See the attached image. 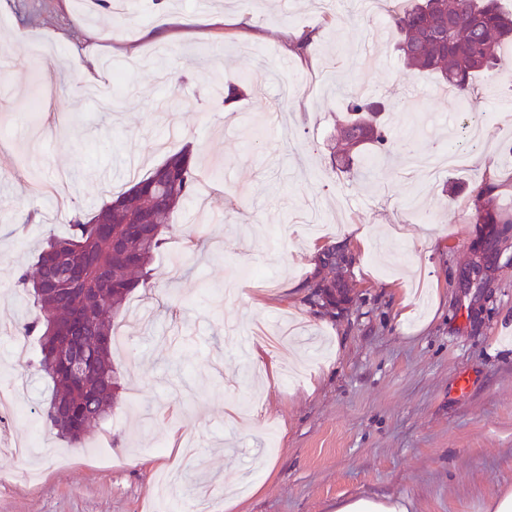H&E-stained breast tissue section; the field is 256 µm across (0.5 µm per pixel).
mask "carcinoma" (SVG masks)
Listing matches in <instances>:
<instances>
[{
  "mask_svg": "<svg viewBox=\"0 0 512 512\" xmlns=\"http://www.w3.org/2000/svg\"><path fill=\"white\" fill-rule=\"evenodd\" d=\"M390 26L406 68L437 74L463 101L473 79L501 65V52L512 43V12L503 10L499 0H413L390 14ZM345 99L351 114L341 126L345 160L353 161L355 147L386 148L387 129L377 117L388 104L357 89ZM196 181L189 148L168 155L92 216L71 217L68 236L49 238L32 267L15 272V287L33 307L21 333L36 340L34 363L52 384L46 420L71 444L112 416L120 387L119 372L112 366V317L135 289L152 279L153 256L166 245L174 213ZM498 189V179L490 174L475 186L472 223H501L493 204ZM63 258L79 272L66 295L44 285L48 264ZM348 264V255L334 246L322 252L328 275L311 285L317 305L334 309L346 301L341 274ZM74 315L86 318L85 335L76 340L87 354L88 371L78 379L70 378L57 358L65 338L56 332Z\"/></svg>",
  "mask_w": 512,
  "mask_h": 512,
  "instance_id": "cac0c4a2",
  "label": "carcinoma"
}]
</instances>
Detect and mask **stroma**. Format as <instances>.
Listing matches in <instances>:
<instances>
[{"label": "stroma", "instance_id": "35a3bbf8", "mask_svg": "<svg viewBox=\"0 0 512 512\" xmlns=\"http://www.w3.org/2000/svg\"><path fill=\"white\" fill-rule=\"evenodd\" d=\"M162 13L186 23L158 57L144 31ZM107 17L0 0V383L26 408L0 416V512H189L202 497L226 512L230 494L233 512L359 498L492 512L512 493V224L470 214L489 172L512 214V46L463 101L408 72L388 21L359 0H126L117 33ZM308 30L303 59L291 45ZM91 47L125 74L119 108L74 75ZM284 80L299 87L286 112ZM350 87L396 103L393 147L367 182L331 162ZM31 137L68 210L93 212L187 144L199 172L152 287L115 319L119 404L77 445L47 425L52 386L15 334L31 313L15 270L69 230L66 210L28 191ZM451 148L464 167L415 180L408 156ZM347 227L350 299L327 310L309 284Z\"/></svg>", "mask_w": 512, "mask_h": 512}]
</instances>
